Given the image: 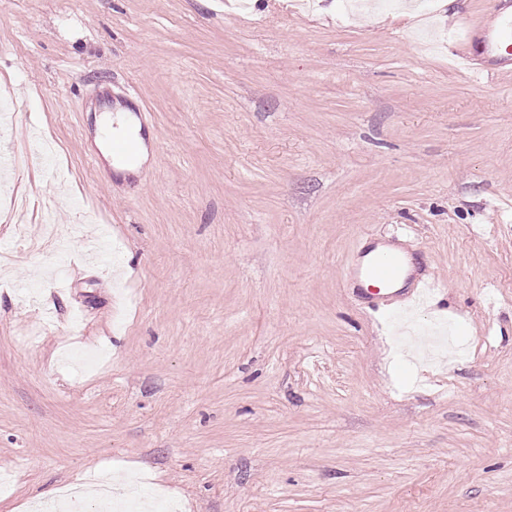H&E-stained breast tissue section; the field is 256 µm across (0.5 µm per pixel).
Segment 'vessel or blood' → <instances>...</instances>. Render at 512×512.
I'll list each match as a JSON object with an SVG mask.
<instances>
[{
	"label": "vessel or blood",
	"mask_w": 512,
	"mask_h": 512,
	"mask_svg": "<svg viewBox=\"0 0 512 512\" xmlns=\"http://www.w3.org/2000/svg\"><path fill=\"white\" fill-rule=\"evenodd\" d=\"M451 54L468 69L484 66L490 76L512 71V0H501L496 12L477 20L467 36L455 43ZM405 271L406 255L395 248L361 252L344 274L347 280L365 282L366 297L381 296L389 306L414 305L433 288L434 280L415 281L412 294L407 295L393 287Z\"/></svg>",
	"instance_id": "obj_1"
}]
</instances>
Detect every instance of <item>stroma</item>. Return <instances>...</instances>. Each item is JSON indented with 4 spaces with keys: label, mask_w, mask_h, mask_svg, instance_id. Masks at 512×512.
<instances>
[{
    "label": "stroma",
    "mask_w": 512,
    "mask_h": 512,
    "mask_svg": "<svg viewBox=\"0 0 512 512\" xmlns=\"http://www.w3.org/2000/svg\"><path fill=\"white\" fill-rule=\"evenodd\" d=\"M494 6L0 0V512L93 469L184 512H512V74L448 59ZM370 241L428 303L365 313ZM117 112H118V114L116 115V117L114 119L112 118V116H105L101 120L98 119L99 132H100L101 139L97 136L96 141H97V144L100 147V149L103 151V153L106 156L110 157L109 160L111 162V165H112V157L109 153L108 148L103 143V142H107L105 137H107L109 133H120V132H124L125 130H127L129 128H133L132 125L130 124L132 121V118L130 116L126 115L124 111H117ZM114 122L116 124V128H112V124ZM102 135H104L105 137H103ZM362 251L344 271L349 281H362L389 287L406 271V255L401 250L382 249L369 256Z\"/></svg>",
    "instance_id": "stroma-1"
}]
</instances>
